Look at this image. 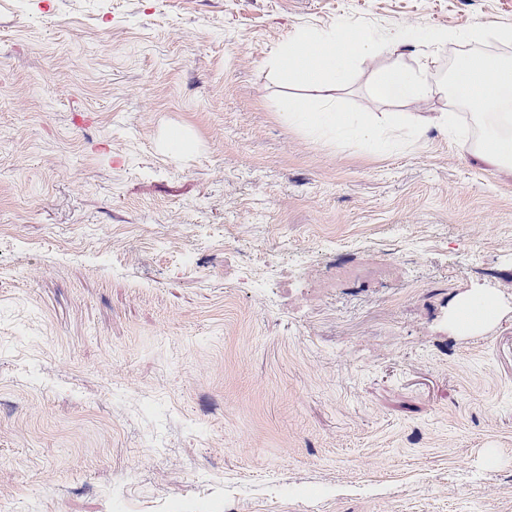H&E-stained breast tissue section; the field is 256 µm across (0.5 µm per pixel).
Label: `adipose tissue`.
Instances as JSON below:
<instances>
[{
	"label": "adipose tissue",
	"instance_id": "adipose-tissue-1",
	"mask_svg": "<svg viewBox=\"0 0 512 512\" xmlns=\"http://www.w3.org/2000/svg\"><path fill=\"white\" fill-rule=\"evenodd\" d=\"M416 42V35L401 27L376 38L360 29L340 36L302 31L282 44L274 64L284 77L320 88L329 77L343 79L353 60L390 57V64L376 72L369 86L373 99L400 104L439 96L452 104L469 106L470 149L492 166L511 167L512 63L469 52L460 57L447 81L438 82L432 78L436 56H426L414 66L402 64V57ZM281 119L288 126L313 133L325 129L350 133L364 148L383 140L400 141L405 131L420 137L433 125L446 132L455 127L451 112L440 113L432 120L399 112L394 116L395 127L388 129L373 113L340 112L328 99L317 105L303 98L291 99ZM495 309L493 297L466 296L454 307L452 321L458 331L469 332L486 327Z\"/></svg>",
	"mask_w": 512,
	"mask_h": 512
}]
</instances>
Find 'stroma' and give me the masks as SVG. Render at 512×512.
<instances>
[{"label": "stroma", "mask_w": 512, "mask_h": 512, "mask_svg": "<svg viewBox=\"0 0 512 512\" xmlns=\"http://www.w3.org/2000/svg\"><path fill=\"white\" fill-rule=\"evenodd\" d=\"M480 23L512 59V0H0V512H512V169L288 128L388 60L273 64ZM495 310L496 301L492 296H465L456 304L451 317L458 331L470 332L486 327Z\"/></svg>", "instance_id": "stroma-1"}]
</instances>
